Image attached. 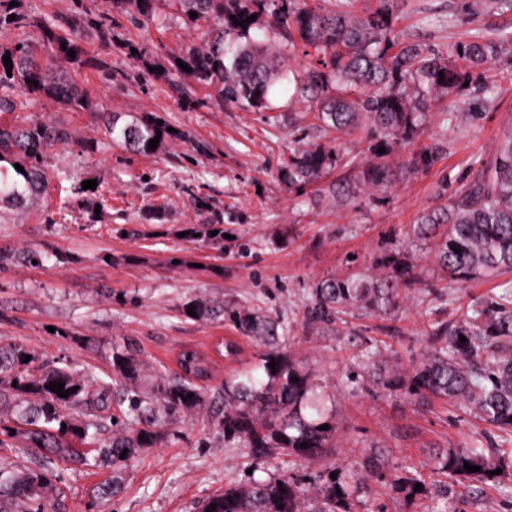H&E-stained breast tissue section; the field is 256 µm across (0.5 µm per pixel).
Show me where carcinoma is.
Listing matches in <instances>:
<instances>
[{
	"label": "carcinoma",
	"instance_id": "cac0c4a2",
	"mask_svg": "<svg viewBox=\"0 0 512 512\" xmlns=\"http://www.w3.org/2000/svg\"><path fill=\"white\" fill-rule=\"evenodd\" d=\"M10 2L0 0V34L7 36L0 42V112L19 111L39 97L74 112L94 111L71 72L48 73L38 52L76 64L92 63L110 73L109 63L87 57L74 24L63 19L38 22ZM158 2L113 0L130 21L144 26L160 22ZM177 2L189 22L207 27L202 43L188 46L178 56L192 68L187 72L174 66L183 84L212 88L220 102L260 112L269 108L278 86L288 83L294 98L309 105L323 131L350 134L364 128L370 137L379 138L372 147L376 161L333 185L332 199L338 207L383 192L412 174L426 153L397 165L389 158L401 142L426 131L430 107L480 78L478 69L512 55V31L505 28L494 39L474 34L446 55L422 43L403 41L392 35L394 0H378V7L362 16L341 8L328 12L320 0ZM464 6L470 12L512 14V0H466ZM191 12L196 17L189 16ZM233 15L239 21L253 15L256 20L241 27L231 19ZM34 28L35 40L31 39ZM275 35L288 38L291 45L300 40L312 51L315 64L301 71L286 66L284 47L272 43ZM70 50L75 57L68 55ZM6 55L13 65L10 72L3 64ZM98 116L105 137L139 155L151 153L148 144L156 135L173 136L167 125H157L161 116L121 129L116 113ZM69 143L68 128L51 116L0 122V204L23 212L45 198L56 177L48 164L51 151ZM380 147L385 148L382 154L377 153ZM341 160L335 147L300 143L290 151L283 177L291 187H305L325 177ZM5 162L23 167L15 171L23 185L9 179ZM196 204L204 214L205 235L215 247H224V211L202 197ZM408 240L412 247H429L431 260L450 285L512 275V126L498 141L493 159L481 163L445 204L423 213ZM385 269L379 278L361 273L320 280L306 304L308 323L329 326L354 311L384 315L398 306L416 283L413 266L395 254ZM499 287L500 295L468 305L457 320L434 329L429 348L413 367L410 384L397 370L375 368L369 374L374 385L393 397L405 389L416 398L462 403L487 424L512 432V278ZM191 306L197 319L221 317L263 348L259 373L240 371L224 381V407L214 414V421L224 431L225 441L248 449L254 460L278 449L309 461L334 447L336 416L309 375L284 351L286 331L278 315L259 308L214 306L206 300H192L183 309ZM27 354L21 344L0 342V447L11 449L13 457L0 463V512H61L65 493L53 481L55 467L88 462L75 443L95 445L97 461L121 469L141 449L163 441L165 419L203 404L197 382L211 377L208 357L192 349L182 350L178 358L180 374L158 372L150 381L126 346L112 347V372L105 379L67 366H37L35 360H25ZM272 361L277 362L273 369ZM52 382L64 383L69 396L49 390ZM118 391V404L128 403V412L116 416L112 396ZM190 393L194 397H188ZM321 425L327 429H319ZM109 426L112 437L98 445V435ZM304 442L308 446H302ZM466 462L480 471L465 470ZM434 463L449 476L464 479L494 480L492 472L499 469L476 448H450L437 454ZM387 470L384 461L370 455L361 462L344 460L308 485L297 477H252L207 498L199 512L213 503L214 512H351L350 502L368 495L371 481L386 477L416 495L415 485L421 483L416 474L390 475Z\"/></svg>",
	"mask_w": 512,
	"mask_h": 512
}]
</instances>
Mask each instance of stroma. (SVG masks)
I'll use <instances>...</instances> for the list:
<instances>
[{
  "instance_id": "1",
  "label": "stroma",
  "mask_w": 512,
  "mask_h": 512,
  "mask_svg": "<svg viewBox=\"0 0 512 512\" xmlns=\"http://www.w3.org/2000/svg\"><path fill=\"white\" fill-rule=\"evenodd\" d=\"M392 22L400 39L444 52L474 32L495 37L512 28V14H464L461 0H398ZM33 18L52 22L82 17L85 10L111 17L114 39L101 46L92 29L82 32L89 55L104 56L125 80L108 81L89 67L75 71L87 96L120 113V125L137 124L158 114L176 129L154 154L129 153L106 140L94 113L73 112L40 98L29 116L49 114L71 132L68 146L56 151L54 166L65 168L69 183L86 190L84 208L72 211L62 201L18 213L0 208V252L34 250L43 264L0 266V340L17 342L38 362L69 365L103 377L109 374L113 345L131 344L147 373L176 374L178 355L193 347L213 363L204 384L200 409L168 420L162 445L142 449L121 472L123 488L103 496L112 480L110 468L78 462L60 464L57 485L66 490L65 512H197L207 497L248 477L284 475L312 479L342 457L360 461L377 451L390 473L419 472L425 495L410 499L391 482H376L355 512H432L447 503L448 512H512V435L478 419L459 403L411 396L388 397L366 372L381 359L411 377L433 327L454 320L466 306L498 294L494 279H474L447 286L426 251L413 252L421 282L387 314H352L343 323L311 328L304 302L314 283L346 277L359 270L379 275L394 252L408 245L411 224L445 203L469 179L479 162L490 160L503 133L512 127V59L493 63L486 79L499 82V96L488 101L470 86L430 110L428 129L419 142L402 147L401 159L427 150L433 162L387 193L357 204L336 207L327 183L289 187L281 165L291 141L336 142L343 156L334 178L372 159L373 142L361 134L339 139L314 126L305 105L285 89L268 110L253 112L235 105L218 106L211 92L193 87L199 106H187L172 88L179 77L173 59L200 43L204 27L188 23L173 0H160L162 26L136 27L118 14L111 0H21ZM152 48L158 71L143 77V65L129 47ZM465 103L467 118L446 122V108ZM207 144L199 156L189 141ZM213 199L224 211L227 238L215 249L194 236L203 218L194 200ZM109 207L96 213L100 199ZM160 206L158 217L146 203ZM185 264L171 266L170 257ZM207 299L229 305L259 307L278 313L288 331V352L314 383L335 396L338 435L333 454L311 462L281 453L260 460L247 449L229 448L212 422L224 400V380L252 367L259 346L223 322L185 318L182 306ZM235 341L239 352L225 359L217 351ZM483 448L492 459L510 461L501 480L485 483L455 480L433 463L450 448Z\"/></svg>"
}]
</instances>
